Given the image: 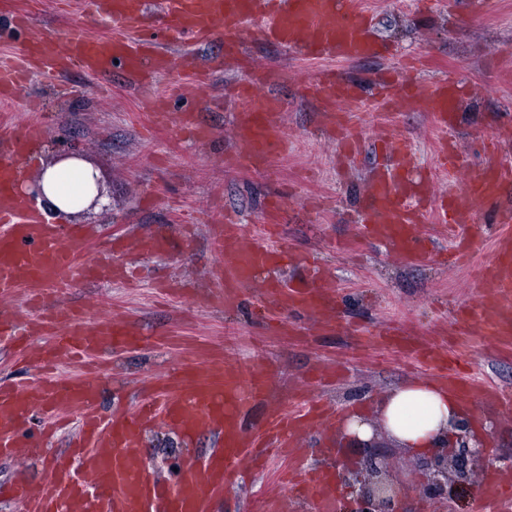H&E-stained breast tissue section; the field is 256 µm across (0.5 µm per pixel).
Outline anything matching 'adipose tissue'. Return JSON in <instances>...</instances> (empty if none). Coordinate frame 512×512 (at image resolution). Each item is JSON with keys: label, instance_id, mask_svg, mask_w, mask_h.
I'll use <instances>...</instances> for the list:
<instances>
[{"label": "adipose tissue", "instance_id": "adipose-tissue-1", "mask_svg": "<svg viewBox=\"0 0 512 512\" xmlns=\"http://www.w3.org/2000/svg\"><path fill=\"white\" fill-rule=\"evenodd\" d=\"M37 178L45 211L66 217L85 210L98 193L99 173L80 158L41 163ZM460 398L429 380L418 379L391 388L373 410L349 407L338 430L342 440L369 441L382 429L398 449L423 459L456 445L454 422L470 418Z\"/></svg>", "mask_w": 512, "mask_h": 512}]
</instances>
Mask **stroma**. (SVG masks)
I'll return each mask as SVG.
<instances>
[{
    "mask_svg": "<svg viewBox=\"0 0 512 512\" xmlns=\"http://www.w3.org/2000/svg\"><path fill=\"white\" fill-rule=\"evenodd\" d=\"M18 2L34 15L35 23L27 30H12L10 13L0 9V63L10 62L16 48L34 38L64 41L78 19L93 34L108 32L107 24L90 9L69 13L55 0ZM366 2L380 17V34L390 47L389 54L358 62L335 61L332 69L368 84L377 73L399 66L408 57L427 55L436 59V66L415 76L425 86L440 79L445 70H453L463 85L458 135L462 165H477L490 127L512 120V84L499 82L493 61L497 53L512 57V0H497L493 14L477 19L468 18L465 0L436 9L427 0ZM249 47L256 65L280 73L276 90L288 107L286 149L266 172L238 171L225 163L233 137L229 93L241 73L225 66L217 44L208 54L220 69L203 99L196 96L191 76L176 70L158 75L143 89L131 86L118 70L105 86L80 71L52 79L34 71L14 91L12 100L0 103V112L19 113L24 123L37 121L39 157L70 151L99 169L109 197L108 210L66 218L65 226H85L104 239L124 233L145 238L174 231L178 210L194 225L184 253L164 256L137 249L126 254V262L137 273L136 287L79 281L68 294V301L87 307L90 317L103 316L115 307L139 328L175 332L182 338L178 346L123 351L108 359L101 409L132 403L140 387L179 364L182 345L196 340L224 356L259 360L267 366V399L252 410L249 425H259L273 405L294 408L313 399L340 409L365 403L402 382L424 377L426 371L406 357L373 351L354 354L353 338L344 322L358 323L367 335L390 325L408 327L414 336L429 341L448 331L458 304L477 302L474 281L499 230L493 213L482 212L478 248L470 264L458 269L434 261L413 264L364 241L361 215L367 162L361 159L352 169H337L336 145L318 125V106L297 85L299 74H314L322 70V63L299 60L255 35ZM159 94L169 95L173 111L196 107L200 121L214 132L213 142L185 138L175 128L163 134L149 131L148 105ZM352 129L367 141L383 130H394L409 139L417 157L416 174L427 175L434 165L430 116L423 107L384 112L367 95ZM276 193L287 203L285 230L294 248L316 254L331 271L340 299L341 326L320 329L312 314L262 322V295L256 288L245 289L240 309L227 314L200 310L190 301L159 294L156 280L162 275L190 280L197 291H205L214 262L209 226L229 208L239 215L246 231L260 230L266 199ZM313 197L323 198V211L303 210V202ZM338 361L344 364L341 379L322 383L309 379L310 367ZM464 365L479 381L512 389V354L498 356L489 346H473L465 352ZM145 442L148 467L157 478L171 481L184 458L205 455L214 440L188 438L161 427L149 432ZM387 445L379 435L371 445L340 448L335 428L329 427L305 441L300 461L310 470L325 455L356 470L363 467L369 447ZM280 467V462H272L245 483L225 488L213 502L212 512H253L254 501L262 494L283 498L285 512H300L299 503L289 500L287 487L276 479Z\"/></svg>",
    "mask_w": 512,
    "mask_h": 512,
    "instance_id": "1",
    "label": "stroma"
}]
</instances>
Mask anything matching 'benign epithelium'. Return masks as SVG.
I'll list each match as a JSON object with an SVG mask.
<instances>
[{
    "label": "benign epithelium",
    "mask_w": 512,
    "mask_h": 512,
    "mask_svg": "<svg viewBox=\"0 0 512 512\" xmlns=\"http://www.w3.org/2000/svg\"><path fill=\"white\" fill-rule=\"evenodd\" d=\"M459 448L452 455H438L420 464L426 479L417 488L433 512H455L454 494L462 485L476 482L478 470L497 461L490 457L487 446L470 444L467 422L457 424ZM343 481L353 491L354 506L350 512H407L399 495L398 474L390 467L387 456L373 449L360 471L345 472Z\"/></svg>",
    "instance_id": "benign-epithelium-1"
}]
</instances>
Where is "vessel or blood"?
<instances>
[{"label":"vessel or blood","mask_w":512,"mask_h":512,"mask_svg":"<svg viewBox=\"0 0 512 512\" xmlns=\"http://www.w3.org/2000/svg\"><path fill=\"white\" fill-rule=\"evenodd\" d=\"M99 16L111 21V34L92 35L74 25L64 42L43 36L22 45L19 56L45 71L76 69L106 82L114 67H121L128 82L147 86L153 75L178 68L190 71L198 86H206L211 68L200 49L221 44L225 59L247 60L251 34L308 61L358 60L377 57L385 46L376 36V17L362 0H95ZM192 44L178 55L174 46ZM278 74L255 72L234 85L233 141L227 155L231 167L263 171L280 153L285 141V102L271 91ZM385 108L424 103L440 136L436 160L454 171L459 163L452 134L459 122L462 85L455 75L428 88L404 76L385 74L379 82ZM304 95L320 106L323 127L337 137L338 155L356 160L363 153L376 156L367 170L369 192L364 208L365 233L413 263L430 257L418 230L422 224L441 225L453 239L455 262L467 260L474 244L469 228L479 225L480 207L499 210V221L512 223V163L500 149L512 140V124L493 128L478 169L455 191L435 197L430 183L414 177L415 161L406 137L386 132L372 144L354 138L348 124L350 108L360 102L358 85L323 71L305 78ZM150 117L157 127L176 121L180 130L200 141L210 140L211 129L195 110L171 116L166 97L151 102ZM32 129L0 124V298L21 296L26 321L0 315V346L30 358L39 377L23 385L0 382V458L10 456L26 429L32 411L43 419L41 443L32 445L34 457L48 470L38 489L25 482L11 488L13 497L26 501L27 512H210L212 496L224 490L244 456L264 465L267 454L290 456L296 439L329 424V417L311 406L268 413L255 435H248L245 415L267 395L269 374L264 363L249 366L213 353L204 345L186 349L180 364L162 381L126 409L102 415L97 410L102 368L96 360L102 347L115 351L150 345L152 339L119 314L89 321L83 308L65 302L76 281L103 284L125 273L124 255L135 246L169 254L170 238L152 236L142 242L114 238L100 250L95 235L61 232L46 224L31 205L12 190L20 172L18 161L31 148ZM218 259L210 272L208 292L194 296L202 309L233 310L241 292L263 281L272 309L314 313L333 327L336 294L318 279L298 283L280 276L288 264L304 266L305 255L294 252L285 240L245 232L232 215L210 229ZM478 307L459 306L450 337L432 343L416 339L404 328L379 332L367 341L406 354L426 365L433 378L462 395L477 394L512 415V394L491 384H477L460 375L449 345L465 347L471 332L484 343L512 351V234H498L484 271L475 283ZM48 337L49 343L29 352V338ZM80 365L75 375L61 366ZM79 429L68 456L49 455L43 443L65 430L71 418ZM177 426L186 436L214 434L220 446L205 459L187 460L177 482L160 486L146 474L147 425ZM332 477L315 479L292 470L288 491L311 501L315 512H340ZM483 500L500 512H512V482L498 474L486 476L480 486Z\"/></svg>","instance_id":"obj_1"}]
</instances>
